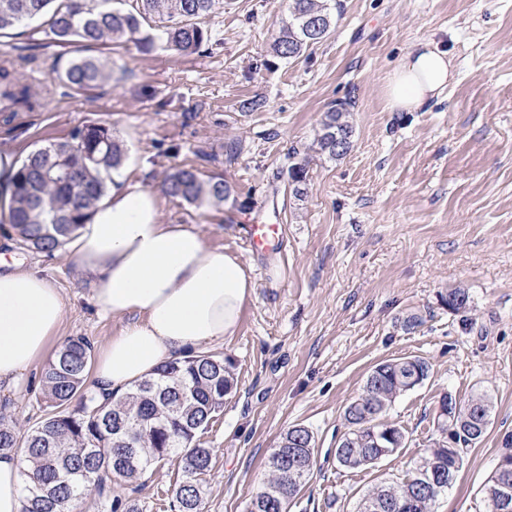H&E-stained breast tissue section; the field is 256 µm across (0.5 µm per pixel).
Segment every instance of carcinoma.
I'll use <instances>...</instances> for the list:
<instances>
[{
  "label": "carcinoma",
  "mask_w": 512,
  "mask_h": 512,
  "mask_svg": "<svg viewBox=\"0 0 512 512\" xmlns=\"http://www.w3.org/2000/svg\"><path fill=\"white\" fill-rule=\"evenodd\" d=\"M0 0V36L18 25L42 20L44 32L55 42L95 44L133 40L181 55L205 52L222 43L220 33L203 19L224 7V0ZM334 15L330 0H290L288 22L271 43L274 56L298 57L322 42L331 32ZM112 79V68L97 59L81 57L57 73L54 82L68 89L94 88ZM34 75L17 76L0 66V112L33 109ZM353 128L347 111L335 106L326 112L317 144L321 153L339 159L351 149ZM126 157L112 129L89 124L71 138L52 142L22 161L14 181L7 221L20 240L41 252L63 245L85 223L107 190L112 171ZM296 196H303L306 167L289 170ZM172 198L201 207L219 205L231 196L223 179L204 181L193 168H176L163 182ZM92 347L82 337L70 338L54 353L42 374L43 398L50 413L24 436L0 419V450L23 448L29 481L22 492L21 512H66L68 506L96 496L102 512H140L131 502L112 495L115 478L133 481L153 465L180 459L182 480L173 489L174 512H201L198 477L209 471L212 449L198 434L215 421L225 397L234 389V377L224 360L210 354L176 358L126 392L105 398L87 392ZM429 364L420 358H402L378 364L365 385L344 411L348 431L336 447V460L351 470L376 464L387 435L402 440L405 432L379 421L400 394L428 379ZM76 396L82 407L66 411ZM492 405L477 395L460 406L456 442L465 457L468 447L485 434ZM293 440L305 470L278 486L281 508L261 512H287L293 496L305 484L314 464L311 432L294 426L281 441ZM442 467L457 475L460 468L448 456V441L428 449L408 477L400 483H382L369 492L359 512H431L436 498L453 480L435 486L418 485L419 473Z\"/></svg>",
  "instance_id": "obj_1"
}]
</instances>
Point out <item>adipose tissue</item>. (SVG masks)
Wrapping results in <instances>:
<instances>
[{
  "instance_id": "1",
  "label": "adipose tissue",
  "mask_w": 512,
  "mask_h": 512,
  "mask_svg": "<svg viewBox=\"0 0 512 512\" xmlns=\"http://www.w3.org/2000/svg\"><path fill=\"white\" fill-rule=\"evenodd\" d=\"M454 79L447 54L420 45L392 71L389 105L420 111ZM67 245L99 278L96 306L134 317L98 356L93 385L100 394L126 390L189 348L234 336L254 293L236 256L210 248L196 225L164 223L155 195L118 176ZM63 317L62 297L47 278L0 255V385L15 384L40 358ZM25 480L19 453L0 451V512H20Z\"/></svg>"
}]
</instances>
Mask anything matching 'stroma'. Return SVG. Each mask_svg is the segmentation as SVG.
I'll return each instance as SVG.
<instances>
[{
  "label": "stroma",
  "mask_w": 512,
  "mask_h": 512,
  "mask_svg": "<svg viewBox=\"0 0 512 512\" xmlns=\"http://www.w3.org/2000/svg\"><path fill=\"white\" fill-rule=\"evenodd\" d=\"M330 35L292 59L270 45L289 0H233L207 26L222 45L181 56L131 42L59 47L33 25L0 40V59L40 77L34 111L0 121V149L24 159L88 124L111 127L127 159L126 179L151 191L168 224H194L207 244L235 255L256 288L235 336L212 347L236 378L217 420L200 435L213 451L201 480L203 512H248L268 477L266 462L288 428L307 427L315 466L288 512H357L382 481L405 479L441 434L443 396L492 403L482 440L432 512H488L481 493L512 441V0H337ZM446 51L456 73L427 110L395 112L386 87L413 47ZM91 56L126 72L90 91L54 88L55 61ZM254 98L261 106L240 109ZM344 103L352 147L322 155L317 135L331 104ZM240 153L227 162L230 143ZM306 162L307 194L288 170ZM191 166L233 189L219 206L169 197L165 175ZM275 224L280 238L253 247L246 228ZM13 252L60 290L65 317L49 350L77 336L100 351L125 321L99 312L100 282L72 249L25 248L0 220V253ZM465 290V310L449 309ZM414 316L419 324L405 330ZM424 359L429 378L383 416L406 443L372 467L335 457L346 406L379 363ZM39 358L0 391V416L18 431L46 414ZM182 478L165 461L112 493L143 512H172Z\"/></svg>",
  "instance_id": "35a3bbf8"
}]
</instances>
